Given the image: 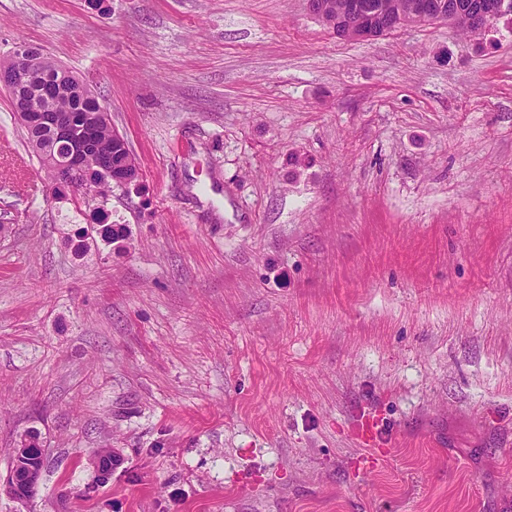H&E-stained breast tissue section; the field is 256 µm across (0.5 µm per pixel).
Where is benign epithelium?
<instances>
[{"label": "benign epithelium", "instance_id": "1", "mask_svg": "<svg viewBox=\"0 0 512 512\" xmlns=\"http://www.w3.org/2000/svg\"><path fill=\"white\" fill-rule=\"evenodd\" d=\"M309 12L327 26L342 25L343 35L350 39L369 40L377 37L374 14L366 11L360 0H307ZM508 9L506 0H481L477 4L462 5L458 0H412L409 9L399 14V23L405 27L448 22L457 29L473 32L480 38L489 23L499 18ZM33 74L27 65V54L18 51L14 54L7 75L0 78V88L6 90L22 119L40 123L51 129L57 137L71 139L68 121L59 117L54 121L45 120L34 113L29 96ZM103 171L100 160L89 150L71 149L67 158L47 168L53 190H72L77 186L87 187L94 182L95 174ZM43 457V449H14L13 461L6 477L0 480V488L7 494L24 497L26 491L38 486L41 469L37 459Z\"/></svg>", "mask_w": 512, "mask_h": 512}]
</instances>
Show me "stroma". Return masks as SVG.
Instances as JSON below:
<instances>
[{
    "instance_id": "stroma-1",
    "label": "stroma",
    "mask_w": 512,
    "mask_h": 512,
    "mask_svg": "<svg viewBox=\"0 0 512 512\" xmlns=\"http://www.w3.org/2000/svg\"><path fill=\"white\" fill-rule=\"evenodd\" d=\"M22 41L140 178L54 198L0 90V475L25 431L46 459L0 512H512V29L0 0ZM103 214L125 240L75 256Z\"/></svg>"
}]
</instances>
